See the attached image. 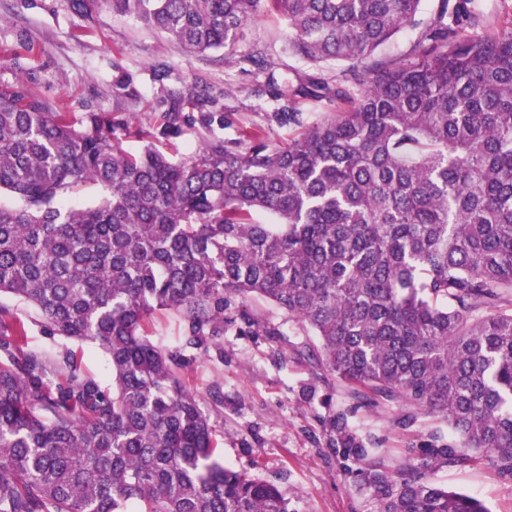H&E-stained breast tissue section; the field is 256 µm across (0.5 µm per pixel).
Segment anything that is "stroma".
<instances>
[{"label":"stroma","instance_id":"stroma-1","mask_svg":"<svg viewBox=\"0 0 512 512\" xmlns=\"http://www.w3.org/2000/svg\"><path fill=\"white\" fill-rule=\"evenodd\" d=\"M256 53L270 70L247 63ZM160 62L169 73L159 82L153 67ZM342 68L337 61L314 64L289 51L280 17L267 8L244 22L233 48L190 53L134 17L113 13L105 0L86 13L74 9L72 0H0V83L23 81L78 117L98 108L111 111L128 126L125 146L133 153L145 146L144 132L159 123L163 100L197 85L206 87L214 111L228 105L233 111L224 122L185 125L156 139V147L173 159L205 141H233L257 127L285 141L294 129L271 124L276 101L268 79L283 83L298 72L332 77ZM123 80L133 98H123ZM0 305L27 320L31 350L53 358L63 349L33 310L8 294L0 296ZM150 330L183 363L188 387L216 425L225 465L277 485L292 512H377L365 480L374 461L397 472L415 463V448L433 433H441L443 442L454 440L431 415L416 414L410 426H401L400 418L411 413L403 403L359 404L351 388L313 356V336L264 300L225 307L223 334L204 335L198 345L188 344V324L175 312L154 315ZM334 414L345 415L353 430L379 448L378 459L357 462L331 446L327 421ZM429 477L483 500L491 512H512V478L489 463L451 467L437 461Z\"/></svg>","mask_w":512,"mask_h":512}]
</instances>
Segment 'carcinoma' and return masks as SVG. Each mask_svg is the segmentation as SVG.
Wrapping results in <instances>:
<instances>
[{
	"mask_svg": "<svg viewBox=\"0 0 512 512\" xmlns=\"http://www.w3.org/2000/svg\"><path fill=\"white\" fill-rule=\"evenodd\" d=\"M288 48L348 67L268 86L272 121L175 161L131 153L102 109L77 119L21 82L0 84V293L52 336L95 345L111 384L75 350L28 349L0 306V512H291L278 487L216 453L217 429L155 344L157 310L191 340L224 333V304L261 297L317 337L323 365L367 406L404 401L444 419L457 443L422 449L398 475L366 476L377 512H489L433 484L432 462L486 459L512 476V14L472 0H109L191 52L230 47L260 2ZM407 27L404 58L375 52ZM314 97L335 106L302 126ZM190 104L198 116L184 114ZM158 126L211 125L197 87L171 95ZM87 185L97 202L60 209ZM259 211L274 224L255 219ZM332 445L378 453L345 417Z\"/></svg>",
	"mask_w": 512,
	"mask_h": 512,
	"instance_id": "1",
	"label": "carcinoma"
}]
</instances>
